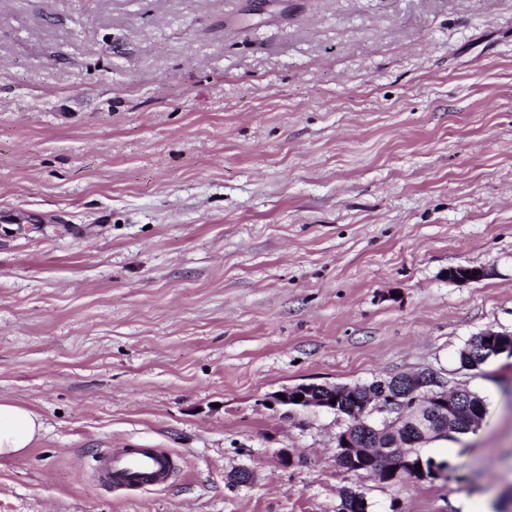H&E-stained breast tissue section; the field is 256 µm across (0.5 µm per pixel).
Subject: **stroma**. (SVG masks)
<instances>
[{
    "label": "stroma",
    "mask_w": 512,
    "mask_h": 512,
    "mask_svg": "<svg viewBox=\"0 0 512 512\" xmlns=\"http://www.w3.org/2000/svg\"><path fill=\"white\" fill-rule=\"evenodd\" d=\"M241 7L0 0V399L44 424L0 512H512V357L457 363L512 331V0ZM425 368L486 404L434 482L345 473L343 417L266 404ZM119 447L179 470L116 496ZM483 333V332H482ZM479 333L471 336L465 343V346L460 349L458 354L459 370L461 371H475L479 370L484 365V360L478 355V348L483 343L485 336V345L488 347L487 351L490 355L487 361L502 353L512 352V332H500L491 330L489 333ZM482 335V336H481ZM487 339H492V343L487 342Z\"/></svg>",
    "instance_id": "1"
}]
</instances>
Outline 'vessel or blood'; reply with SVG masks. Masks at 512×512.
<instances>
[{"mask_svg":"<svg viewBox=\"0 0 512 512\" xmlns=\"http://www.w3.org/2000/svg\"><path fill=\"white\" fill-rule=\"evenodd\" d=\"M175 466L173 455L158 448H108L96 459L99 476L116 491L164 486Z\"/></svg>","mask_w":512,"mask_h":512,"instance_id":"obj_1","label":"vessel or blood"}]
</instances>
